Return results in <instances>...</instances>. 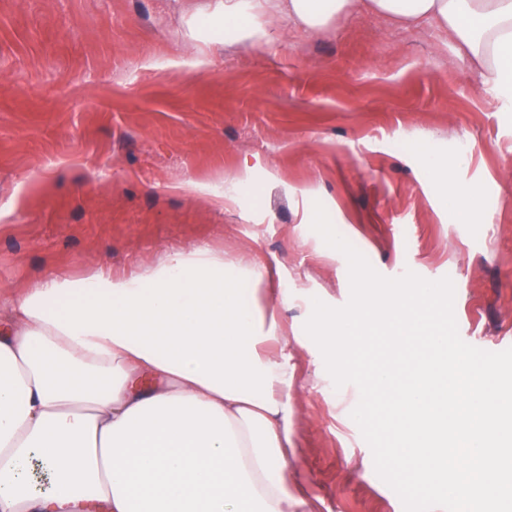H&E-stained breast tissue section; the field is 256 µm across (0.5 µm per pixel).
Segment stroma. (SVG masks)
<instances>
[{
	"mask_svg": "<svg viewBox=\"0 0 512 512\" xmlns=\"http://www.w3.org/2000/svg\"><path fill=\"white\" fill-rule=\"evenodd\" d=\"M221 2L0 0V311L46 275L128 276L201 241L265 264L297 297L268 303L313 512H404L304 331L313 299L350 296L313 208L382 276L450 277L466 343L512 347V98L434 26L358 8L309 33L270 12L266 42L243 47L213 40ZM428 148L481 191L487 223H457Z\"/></svg>",
	"mask_w": 512,
	"mask_h": 512,
	"instance_id": "1",
	"label": "stroma"
}]
</instances>
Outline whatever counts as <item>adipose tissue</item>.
Listing matches in <instances>:
<instances>
[{"label": "adipose tissue", "instance_id": "ef3b65f1", "mask_svg": "<svg viewBox=\"0 0 512 512\" xmlns=\"http://www.w3.org/2000/svg\"><path fill=\"white\" fill-rule=\"evenodd\" d=\"M272 4L308 31L357 4L436 26L512 96V0H230L214 26L256 45ZM426 161L458 223H484L479 190L448 181L447 158ZM269 277L198 243L130 277L31 284L0 320V512H308L288 488L306 477L288 463V339L238 288Z\"/></svg>", "mask_w": 512, "mask_h": 512}]
</instances>
